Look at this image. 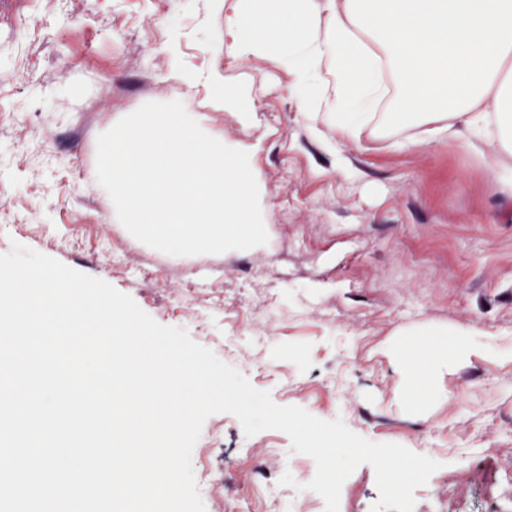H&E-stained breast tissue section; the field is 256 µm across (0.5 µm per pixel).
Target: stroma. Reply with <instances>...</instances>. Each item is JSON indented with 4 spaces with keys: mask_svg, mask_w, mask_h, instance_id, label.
<instances>
[{
    "mask_svg": "<svg viewBox=\"0 0 512 512\" xmlns=\"http://www.w3.org/2000/svg\"><path fill=\"white\" fill-rule=\"evenodd\" d=\"M0 0V254L13 243L102 279L158 323L188 332L281 406L341 420L371 441L397 443L441 467L414 492V512H495L512 498V156L488 171L480 154L381 119L344 139L302 112V89L277 52L249 66L233 52L239 0ZM64 68L69 84L48 79ZM203 69L249 96L238 122L203 83ZM111 84L109 120L73 134L99 85ZM182 101L209 135L249 154L269 241L256 250L171 256L100 223L114 203L89 186L97 138L142 104ZM40 221L28 223L29 212ZM266 321L271 333L253 326ZM473 332L506 354L472 358L444 373L424 407L401 405V374L388 356L403 339L420 356L432 333ZM223 447H213L215 438ZM271 448L279 466L244 458ZM198 447L224 464V493L267 483L253 512H284L280 479L316 465L266 430L245 437L229 413L210 416ZM343 493L354 512L379 499L360 465Z\"/></svg>",
    "mask_w": 512,
    "mask_h": 512,
    "instance_id": "stroma-1",
    "label": "stroma"
}]
</instances>
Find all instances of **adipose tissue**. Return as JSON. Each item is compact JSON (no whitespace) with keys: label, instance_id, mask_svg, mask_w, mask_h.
<instances>
[{"label":"adipose tissue","instance_id":"1","mask_svg":"<svg viewBox=\"0 0 512 512\" xmlns=\"http://www.w3.org/2000/svg\"><path fill=\"white\" fill-rule=\"evenodd\" d=\"M235 52L260 59L270 47L306 82V112H327L337 136L385 110L390 125L418 122L448 143L479 151L488 170L512 155V0H246L233 22ZM207 83L239 120L248 99L213 73ZM476 333L431 343L419 362L399 363L405 408L422 407L457 360L499 354Z\"/></svg>","mask_w":512,"mask_h":512}]
</instances>
